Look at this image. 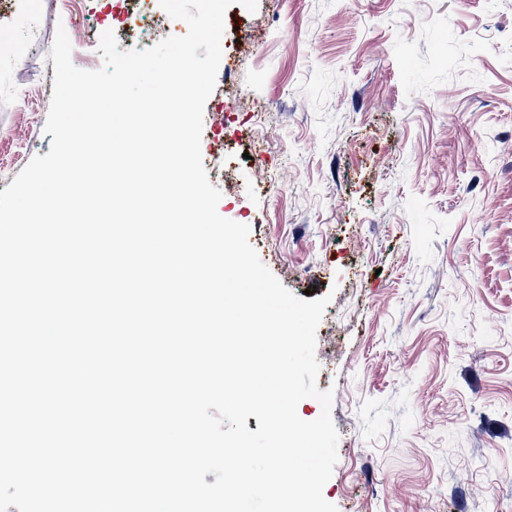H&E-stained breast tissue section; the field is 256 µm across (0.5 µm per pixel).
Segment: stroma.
Wrapping results in <instances>:
<instances>
[{"label": "stroma", "instance_id": "1", "mask_svg": "<svg viewBox=\"0 0 512 512\" xmlns=\"http://www.w3.org/2000/svg\"><path fill=\"white\" fill-rule=\"evenodd\" d=\"M108 0H0V169L50 150L57 27L77 68ZM240 46L204 111L241 89L201 155L219 214L295 296H330L338 512H512V0L232 4ZM265 113L255 130L252 115ZM271 174L265 192L257 172Z\"/></svg>", "mask_w": 512, "mask_h": 512}]
</instances>
